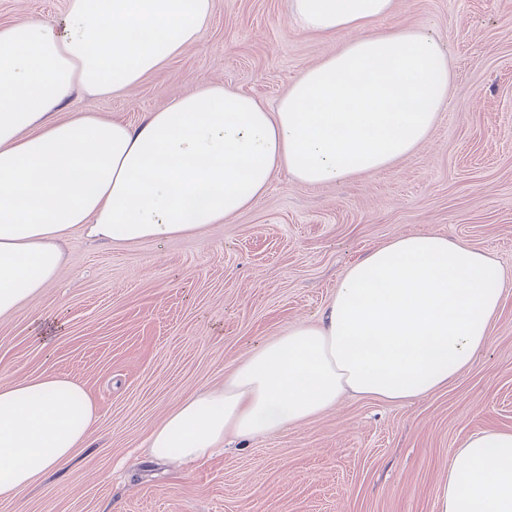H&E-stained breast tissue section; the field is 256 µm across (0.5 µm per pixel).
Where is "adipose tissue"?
Here are the masks:
<instances>
[{
    "label": "adipose tissue",
    "instance_id": "obj_1",
    "mask_svg": "<svg viewBox=\"0 0 512 512\" xmlns=\"http://www.w3.org/2000/svg\"><path fill=\"white\" fill-rule=\"evenodd\" d=\"M212 0H67L64 16L0 26V316L56 281L77 231L113 246L191 235L252 206L273 175L333 184L392 167L448 101L451 64L424 29L379 27L394 0H289L302 32L338 40L275 107L204 83L132 126L60 116L74 91L110 96L195 43ZM494 259L437 233L401 235L351 265L320 317L255 348L145 440L192 462L226 436L306 423L348 393L405 402L447 386L487 343L503 301ZM95 408L58 375L0 385V500L71 458ZM438 512H512V430L467 437Z\"/></svg>",
    "mask_w": 512,
    "mask_h": 512
}]
</instances>
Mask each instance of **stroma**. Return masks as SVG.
Returning <instances> with one entry per match:
<instances>
[{"label": "stroma", "instance_id": "35a3bbf8", "mask_svg": "<svg viewBox=\"0 0 512 512\" xmlns=\"http://www.w3.org/2000/svg\"><path fill=\"white\" fill-rule=\"evenodd\" d=\"M288 2L213 0L179 56L120 94H73L63 110L134 125L204 82L275 106L337 49L292 28ZM65 8L0 0V24ZM388 22L437 37L452 63L450 104L413 154L335 184L277 174L252 207L194 235L115 248L74 234L60 278L0 317V385L63 375L96 408L72 458L0 512H437L462 441L512 430V0H395ZM425 232L490 254L507 274L487 346L448 387L404 403L348 395L193 463L149 460L144 441L167 412L316 320L368 250ZM54 317L62 326L41 346L36 322Z\"/></svg>", "mask_w": 512, "mask_h": 512}]
</instances>
